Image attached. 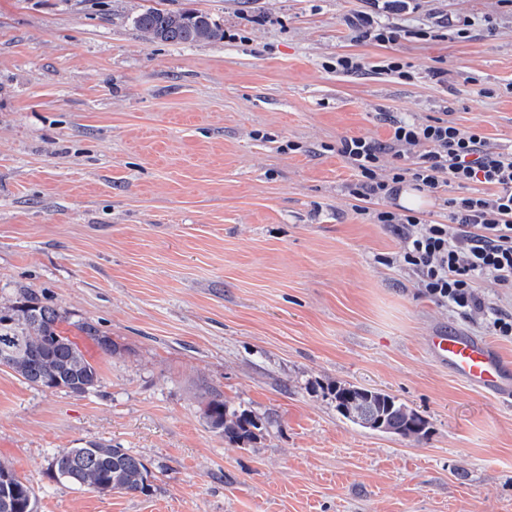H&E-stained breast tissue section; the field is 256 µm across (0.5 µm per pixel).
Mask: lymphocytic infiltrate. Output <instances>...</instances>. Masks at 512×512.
Masks as SVG:
<instances>
[{
	"label": "lymphocytic infiltrate",
	"mask_w": 512,
	"mask_h": 512,
	"mask_svg": "<svg viewBox=\"0 0 512 512\" xmlns=\"http://www.w3.org/2000/svg\"><path fill=\"white\" fill-rule=\"evenodd\" d=\"M391 136L342 140L339 154L357 179L346 190L354 210L370 214L400 242L396 260L412 270L426 295L481 318L493 335L512 337V311L486 305L481 280L512 290V150L492 146L477 129L444 119L420 125L391 121ZM447 222L385 208L404 188L436 193L448 185Z\"/></svg>",
	"instance_id": "f902f5d3"
}]
</instances>
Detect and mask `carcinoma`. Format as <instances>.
Segmentation results:
<instances>
[{"mask_svg":"<svg viewBox=\"0 0 512 512\" xmlns=\"http://www.w3.org/2000/svg\"><path fill=\"white\" fill-rule=\"evenodd\" d=\"M134 24L157 40L178 44L223 36L209 15L202 12L149 9L136 16ZM65 320L63 311L20 290L11 304L0 307V366L39 388L66 389L79 395L94 390L100 383L98 369L59 330ZM78 329L103 351L112 350L110 338L95 325L83 322ZM330 394L338 413L354 424L409 440H420L428 434L425 418L390 394L341 383L331 387ZM204 414L208 425L232 444L252 447L265 429L261 418L229 405L214 387L205 392ZM49 469L59 482L100 493L149 496L154 491L144 462L109 443L55 451ZM36 508L34 488L0 463V512H36Z\"/></svg>","mask_w":512,"mask_h":512,"instance_id":"1","label":"carcinoma"}]
</instances>
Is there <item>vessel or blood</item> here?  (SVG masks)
Returning a JSON list of instances; mask_svg holds the SVG:
<instances>
[{
	"label": "vessel or blood",
	"instance_id": "b4317fda",
	"mask_svg": "<svg viewBox=\"0 0 512 512\" xmlns=\"http://www.w3.org/2000/svg\"><path fill=\"white\" fill-rule=\"evenodd\" d=\"M428 349L457 380L485 395L512 399V360L486 340L456 330L439 328L427 339Z\"/></svg>",
	"mask_w": 512,
	"mask_h": 512
}]
</instances>
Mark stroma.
<instances>
[{
  "label": "stroma",
  "mask_w": 512,
  "mask_h": 512,
  "mask_svg": "<svg viewBox=\"0 0 512 512\" xmlns=\"http://www.w3.org/2000/svg\"><path fill=\"white\" fill-rule=\"evenodd\" d=\"M151 8L224 37L156 41L134 25ZM360 14L400 39L362 38ZM394 117L512 148V0H0V303L25 288L66 311L100 373L77 395L0 367V462L38 512H512V401L423 338L457 328L511 358L512 339L424 295L346 192L340 141L388 140ZM339 382L396 396L428 436L345 420ZM210 387L267 419L256 447L208 426ZM99 441L154 493L51 478L54 451Z\"/></svg>",
  "instance_id": "stroma-1"
}]
</instances>
